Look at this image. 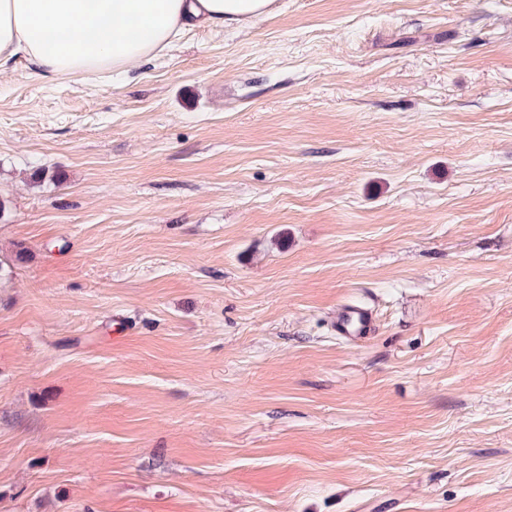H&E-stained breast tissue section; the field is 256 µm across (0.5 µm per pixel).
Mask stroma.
<instances>
[{
	"label": "stroma",
	"mask_w": 512,
	"mask_h": 512,
	"mask_svg": "<svg viewBox=\"0 0 512 512\" xmlns=\"http://www.w3.org/2000/svg\"><path fill=\"white\" fill-rule=\"evenodd\" d=\"M0 200V512H512V0L17 56ZM375 322L372 313L364 307H344L336 321V333L339 336L360 339L372 333Z\"/></svg>",
	"instance_id": "35a3bbf8"
}]
</instances>
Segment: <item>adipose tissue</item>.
<instances>
[{"mask_svg":"<svg viewBox=\"0 0 512 512\" xmlns=\"http://www.w3.org/2000/svg\"><path fill=\"white\" fill-rule=\"evenodd\" d=\"M271 0H0V73L24 53L37 74L124 76L201 25L265 15Z\"/></svg>","mask_w":512,"mask_h":512,"instance_id":"adipose-tissue-1","label":"adipose tissue"}]
</instances>
